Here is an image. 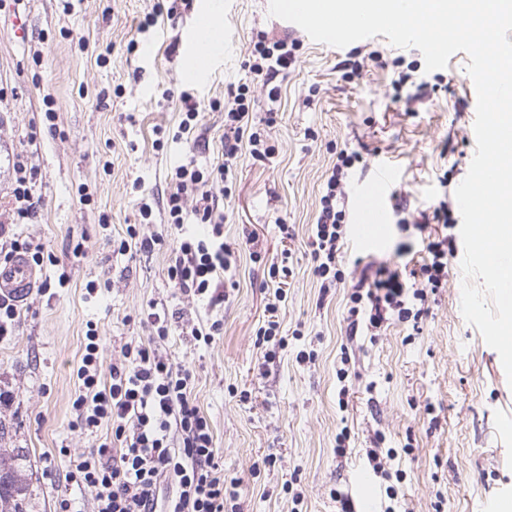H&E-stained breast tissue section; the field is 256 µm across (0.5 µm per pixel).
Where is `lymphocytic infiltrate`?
<instances>
[{"label": "lymphocytic infiltrate", "instance_id": "obj_1", "mask_svg": "<svg viewBox=\"0 0 512 512\" xmlns=\"http://www.w3.org/2000/svg\"><path fill=\"white\" fill-rule=\"evenodd\" d=\"M297 40L269 41L259 36L248 68L268 83L267 97L276 100L273 80L296 61ZM253 98L248 84L231 91L224 107V160L210 170L187 162L171 173L163 211L165 222L181 230L187 223L204 224L203 236L183 234L178 240L167 276L182 293L205 299L208 305L223 303L226 294L218 276L230 272L232 252L224 245L223 209L218 199L230 196L241 144L250 155L263 160L273 154L262 133L249 122ZM357 157L339 153L326 182L320 210L312 227L313 273L322 289L348 286L347 321L350 334L380 329L390 318L420 324L428 292L442 288L453 254V224L447 207L434 211L444 233L422 241L426 258L409 273L387 264L365 266L358 277L346 278L341 253L348 214L339 185ZM14 174L8 223L0 224V262L25 254L35 265L44 262L42 244L13 235L10 224L31 221L40 204L35 187L40 172L29 155L12 159ZM141 323L153 332L152 344L131 341L123 345L121 359L113 365L109 383H102L98 365V338L87 331L85 352L77 370L82 392L73 402L77 426L94 434L110 428V439L89 453L66 459L68 485L95 493L96 512H231L239 497L238 479H226L224 466L207 418L191 397L192 372L162 356L158 344L176 328L167 308L151 303L142 311Z\"/></svg>", "mask_w": 512, "mask_h": 512}]
</instances>
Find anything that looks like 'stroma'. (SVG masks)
Masks as SVG:
<instances>
[{
	"label": "stroma",
	"instance_id": "35a3bbf8",
	"mask_svg": "<svg viewBox=\"0 0 512 512\" xmlns=\"http://www.w3.org/2000/svg\"><path fill=\"white\" fill-rule=\"evenodd\" d=\"M156 0H5L0 6V158L31 152L41 172L42 197L32 223L15 226L40 243L42 286L19 307L11 336L0 338V389L13 402L0 406V452H15L33 488V512H56L63 497L77 512H94L90 489L68 488L58 454L89 452L105 431L75 425L73 401L81 391L77 369L88 326L99 336V370L109 380L121 347L151 342L139 315L154 302L180 317L181 328L161 350L195 374L192 397L209 420L227 477L241 479L239 512H341V498L359 504L370 494L392 512H498L512 500V385L498 353L460 309L461 256L448 262L444 288L429 296L419 334L392 324L376 340L346 335L345 288L321 294L310 257L311 226L326 180L340 151L360 163L340 189L349 213L380 166L395 182L389 207L406 203L409 223L421 224L446 203L461 214L455 189L475 154L476 91L464 52L447 68L426 71L422 53L391 46L386 36L335 48L301 40L298 59L280 78V98L268 104L260 77L245 62L258 34L300 38L286 20L271 16L269 0H228L215 27L224 52L211 82L185 76L183 51L169 52L183 36L201 0L175 16L160 15L127 44ZM410 79L394 88L396 58ZM249 84L255 113L274 121L261 128L274 148L258 161L242 155L225 201L224 243L237 257V286L228 301L206 306L181 294L167 277L176 235L162 221V202L173 168L192 160L206 170L224 160V113L209 104L230 86ZM190 91L199 103L195 134L156 148V128L176 131L177 103L163 90ZM57 114L49 133L47 109ZM37 142H30L31 132ZM152 223H141L140 203ZM141 236H163L150 251L119 252L128 225ZM411 254L399 256V242ZM82 244L73 256L71 242ZM419 238L387 224L381 246L343 249L346 274L375 259L416 268ZM287 262V299L278 312L287 344L262 361L256 333L273 298L271 265ZM71 279L59 284L61 272ZM224 335L210 346L189 331L215 320ZM310 360H300V352ZM347 369V382L337 372ZM347 395H340V388ZM249 391L241 401V391ZM348 431L350 454L338 456L336 436ZM394 457H387V450ZM275 465H265L267 455ZM401 476L387 498L384 473Z\"/></svg>",
	"mask_w": 512,
	"mask_h": 512
}]
</instances>
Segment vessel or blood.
I'll use <instances>...</instances> for the list:
<instances>
[{
    "label": "vessel or blood",
    "mask_w": 512,
    "mask_h": 512,
    "mask_svg": "<svg viewBox=\"0 0 512 512\" xmlns=\"http://www.w3.org/2000/svg\"><path fill=\"white\" fill-rule=\"evenodd\" d=\"M207 8H200L191 31L185 40L187 58L186 77L191 82L204 85L211 78L223 53L216 49L212 40L201 35L200 30L208 17ZM394 182L390 168H381L360 194L359 211L353 227V240L357 247L370 249L383 240V226L389 221L385 205ZM39 281L36 268L26 257H15L7 266L0 267V297L10 296L16 300H27Z\"/></svg>",
    "instance_id": "1"
}]
</instances>
